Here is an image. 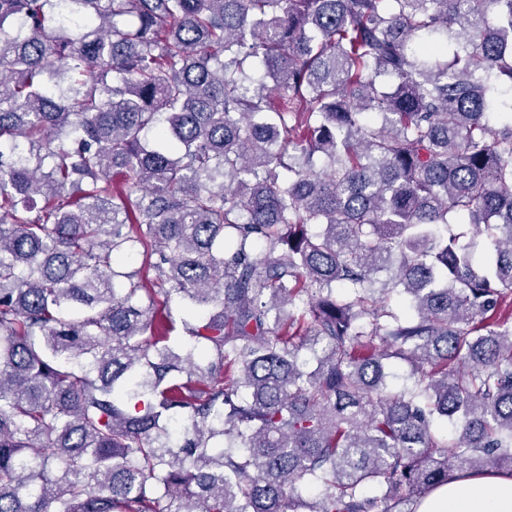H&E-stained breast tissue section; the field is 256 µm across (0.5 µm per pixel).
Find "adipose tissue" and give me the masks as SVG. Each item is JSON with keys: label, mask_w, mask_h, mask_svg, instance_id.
Returning <instances> with one entry per match:
<instances>
[{"label": "adipose tissue", "mask_w": 512, "mask_h": 512, "mask_svg": "<svg viewBox=\"0 0 512 512\" xmlns=\"http://www.w3.org/2000/svg\"><path fill=\"white\" fill-rule=\"evenodd\" d=\"M416 512H512V474H465L433 489Z\"/></svg>", "instance_id": "obj_1"}]
</instances>
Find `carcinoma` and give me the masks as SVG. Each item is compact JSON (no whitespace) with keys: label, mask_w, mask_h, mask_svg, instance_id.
Instances as JSON below:
<instances>
[{"label":"carcinoma","mask_w":512,"mask_h":512,"mask_svg":"<svg viewBox=\"0 0 512 512\" xmlns=\"http://www.w3.org/2000/svg\"><path fill=\"white\" fill-rule=\"evenodd\" d=\"M0 37V512L512 472V0H0Z\"/></svg>","instance_id":"carcinoma-1"}]
</instances>
